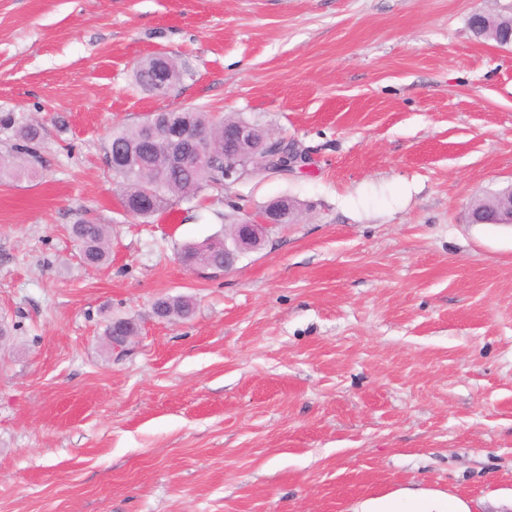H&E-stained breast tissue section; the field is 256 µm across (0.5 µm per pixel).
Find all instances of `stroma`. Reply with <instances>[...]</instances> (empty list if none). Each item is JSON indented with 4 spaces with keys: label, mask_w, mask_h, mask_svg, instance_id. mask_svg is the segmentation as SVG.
<instances>
[{
    "label": "stroma",
    "mask_w": 512,
    "mask_h": 512,
    "mask_svg": "<svg viewBox=\"0 0 512 512\" xmlns=\"http://www.w3.org/2000/svg\"><path fill=\"white\" fill-rule=\"evenodd\" d=\"M476 13L512 0H0V114L43 128L41 176L0 179V512H512V226L468 221L512 184V46ZM155 54L193 77L135 87ZM184 105L305 167L127 214L112 128ZM279 197L295 223L231 270L181 263ZM168 70V86L172 88L173 86L179 84L186 78L193 77V71L190 65L186 62L177 63L173 59L170 60L169 65L166 67ZM166 85V83H155L152 86L149 87L150 93H157V94H165L169 88ZM71 234L80 247L83 262L100 266L109 260L108 232L104 224L78 220L71 228ZM352 512H471V508L447 494L406 488L361 501Z\"/></svg>",
    "instance_id": "stroma-1"
}]
</instances>
